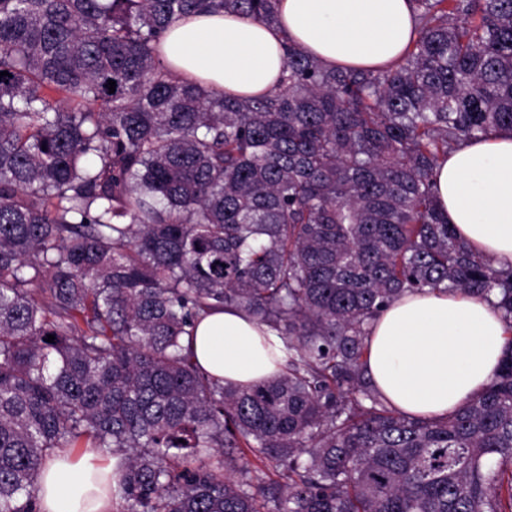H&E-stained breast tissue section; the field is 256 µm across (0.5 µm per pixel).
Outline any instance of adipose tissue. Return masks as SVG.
Wrapping results in <instances>:
<instances>
[{
  "instance_id": "adipose-tissue-1",
  "label": "adipose tissue",
  "mask_w": 512,
  "mask_h": 512,
  "mask_svg": "<svg viewBox=\"0 0 512 512\" xmlns=\"http://www.w3.org/2000/svg\"><path fill=\"white\" fill-rule=\"evenodd\" d=\"M410 0H280L267 25L234 13L186 16L165 32L160 62L177 78L234 97L276 86L293 43L326 65L358 69L397 63L416 35ZM440 205L472 252L494 267L512 265V132L498 131L449 152L435 169ZM268 330L240 311L207 315L192 351L209 374L241 386L278 372ZM507 340L499 313L460 293L409 292L371 328L367 374L395 408L441 417L482 392ZM41 512H112V466L93 448L53 456L38 484Z\"/></svg>"
}]
</instances>
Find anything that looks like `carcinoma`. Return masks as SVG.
<instances>
[{"mask_svg":"<svg viewBox=\"0 0 512 512\" xmlns=\"http://www.w3.org/2000/svg\"><path fill=\"white\" fill-rule=\"evenodd\" d=\"M277 2L0 0V512H40L46 461L80 446L112 454L114 512H512V338L443 418L365 370L406 292L484 299L512 332V269L470 251L434 182L512 131V0H413L386 69L290 45L255 98L156 57L184 15L271 24ZM227 307L274 335V378L194 362L184 338Z\"/></svg>","mask_w":512,"mask_h":512,"instance_id":"1","label":"carcinoma"}]
</instances>
